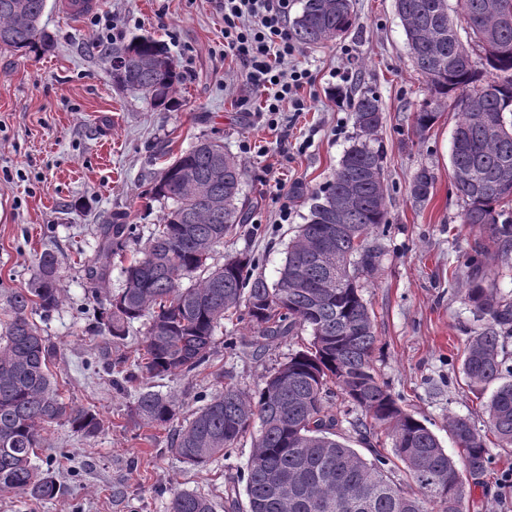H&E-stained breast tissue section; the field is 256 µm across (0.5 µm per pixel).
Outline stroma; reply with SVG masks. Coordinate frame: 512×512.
<instances>
[{
  "instance_id": "stroma-1",
  "label": "stroma",
  "mask_w": 512,
  "mask_h": 512,
  "mask_svg": "<svg viewBox=\"0 0 512 512\" xmlns=\"http://www.w3.org/2000/svg\"><path fill=\"white\" fill-rule=\"evenodd\" d=\"M58 2L47 0L42 17L53 52L33 58L0 48V332L9 320L10 292L28 288L37 258L54 252L61 302L50 314L35 309L29 317L56 349L51 370L62 400L93 408L104 427L86 439L66 420L49 424L36 463L56 477L58 497L0 496V512H169L176 489L204 494L215 512H224V489L244 470L250 439L199 468L170 453L175 427L225 385L260 382L307 344L309 334L257 352L246 319L225 321L210 358L223 378L178 373L151 379L156 390L175 394L177 419L141 427L130 418L132 390L115 384L105 365L142 347L144 324L134 322L117 343L99 326V312L122 288L129 259L114 257L105 283L96 287L84 264L95 257L100 228L114 215L126 217L136 237H147L164 210L149 196L154 176L198 138L209 137L243 163L248 210L247 223L217 247L211 262L246 253L275 282L312 193L331 180L356 134L350 102L365 91L377 95L383 111L379 142L388 211L387 223L368 237L380 252L378 269L359 280L375 316L373 367L448 453L457 448L449 416L469 418L484 430V400L461 372L466 341L483 324L460 288L479 244L496 288L512 299V249L503 250L485 226L461 221L464 203L450 177L456 109H442L424 133L413 127V114L430 93L409 57L395 0H353L356 27L327 44L300 48L297 60L312 75L300 91L306 106L300 112L285 107L273 118L260 110L262 93L236 81L243 65L224 52L221 0H101L98 9L72 19ZM109 22L123 35L149 34L167 43L182 74L177 106L153 107L115 85L109 63L88 49L105 38ZM423 167L435 183L421 206L410 189ZM285 203L291 214L284 221ZM230 337L237 343L232 352L224 348ZM485 441L492 463L479 481H467V512H512V485L501 480L512 469V449L498 447L490 434Z\"/></svg>"
}]
</instances>
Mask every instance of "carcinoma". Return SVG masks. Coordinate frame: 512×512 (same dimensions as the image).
Returning <instances> with one entry per match:
<instances>
[{
	"mask_svg": "<svg viewBox=\"0 0 512 512\" xmlns=\"http://www.w3.org/2000/svg\"><path fill=\"white\" fill-rule=\"evenodd\" d=\"M460 17L477 39L486 65L502 80L473 93L479 79L471 54L444 0H396L416 69L426 78L430 99L413 115L420 132L428 130L448 100L460 110L451 151V178L462 200L464 224H482L502 247L512 246V220L499 207L512 200V180L497 174L512 169V0H458ZM46 0H0V48L50 53L54 39L39 33ZM356 17L351 0H303L293 24L302 46L323 45L346 33ZM101 56L135 58L139 66L113 75L123 89L142 94L155 107L174 102L181 84L166 44L146 34L96 40ZM357 132L333 178L312 195L306 223L288 242L284 265L273 284L257 271L253 257H229L207 267L215 248L248 216L241 202L243 167L224 144L201 138L154 180L150 193L164 204L161 224L138 244L125 269L123 288L109 300L100 325L122 340L130 325L146 328L139 366L151 377L192 373L210 361L216 332L224 320L245 310L255 350L303 331L310 342L290 354L252 391L227 386L208 399L191 421L180 426L170 451L184 462L204 467L235 449L257 424L252 453L242 480L246 512H464L462 473L480 478L491 463L480 430L467 418L448 417L459 459L448 455L437 436L406 412L388 386L373 373L377 337L373 313L361 296L358 275L373 272L378 252L370 231L387 223L383 152L378 147L382 109L376 96L361 94L351 103ZM222 177H212L216 166ZM224 207L213 209L209 197ZM346 228L333 241L342 260L341 280L313 261L326 243L328 217ZM132 227L109 222L98 254L87 266L88 279L103 280L106 259L128 246ZM464 301L488 321L470 337L463 352L467 386L490 392L485 402L488 428L499 447H512V365L503 355L512 336V302L498 294L484 247L467 259ZM207 275L189 287L184 278ZM62 289L57 260L39 258L31 287L11 292L10 316L0 336V493L53 498L60 487L33 464L44 426L66 419L85 438L103 427L99 415L66 405L50 373L55 348L41 335L27 311L48 314L59 306ZM341 405H336V401ZM176 416L169 394L139 389L133 406L136 424L160 427ZM348 423L363 441L379 428L392 443L393 458L372 450L367 459L341 440ZM169 512H214L205 495L176 490Z\"/></svg>",
	"mask_w": 512,
	"mask_h": 512,
	"instance_id": "cac0c4a2",
	"label": "carcinoma"
}]
</instances>
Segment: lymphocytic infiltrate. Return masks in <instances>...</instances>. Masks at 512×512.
I'll return each mask as SVG.
<instances>
[{"label": "lymphocytic infiltrate", "instance_id": "f902f5d3", "mask_svg": "<svg viewBox=\"0 0 512 512\" xmlns=\"http://www.w3.org/2000/svg\"><path fill=\"white\" fill-rule=\"evenodd\" d=\"M224 50L243 64L242 85L266 91L269 114L305 102L299 89L311 81L308 69L294 64L296 46L288 32L290 0H223Z\"/></svg>", "mask_w": 512, "mask_h": 512}]
</instances>
